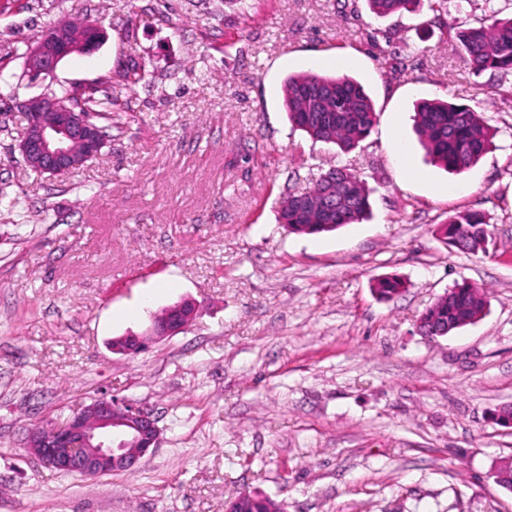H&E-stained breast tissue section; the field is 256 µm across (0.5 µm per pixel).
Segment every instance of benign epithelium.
Instances as JSON below:
<instances>
[{
    "label": "benign epithelium",
    "mask_w": 512,
    "mask_h": 512,
    "mask_svg": "<svg viewBox=\"0 0 512 512\" xmlns=\"http://www.w3.org/2000/svg\"><path fill=\"white\" fill-rule=\"evenodd\" d=\"M97 30L81 39L73 22L61 21L32 46L27 69L35 74L53 72L67 56L98 42ZM27 119L18 148L32 170L51 176L75 170L82 160H93L105 145L101 129L91 117L77 112L52 93L17 102ZM194 303L184 300L152 317L150 335L129 334L113 339L112 350L136 355L149 342L180 333L195 316ZM160 428L155 414L142 406L100 397L73 413L62 424L34 427L25 437L27 452L45 467L66 475L99 478L130 472L158 446Z\"/></svg>",
    "instance_id": "obj_1"
}]
</instances>
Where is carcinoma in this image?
<instances>
[{
  "mask_svg": "<svg viewBox=\"0 0 512 512\" xmlns=\"http://www.w3.org/2000/svg\"><path fill=\"white\" fill-rule=\"evenodd\" d=\"M379 16L410 11L420 0H367ZM457 39L463 60L475 74L512 73V17L494 19L489 24L460 31ZM60 97L77 112L95 120L112 119L115 100L106 95L62 93ZM284 103L290 122L315 142L332 143L349 152L365 140L377 119L373 103L363 85L343 75L331 76L307 71L288 76ZM414 131L427 154L437 165L461 173L488 151L495 136L482 114L465 104L439 99L416 104ZM319 178L307 192H290L280 209V222L293 233L318 234L356 223L370 212L369 192L357 175L336 167ZM446 245L467 253L486 251L487 222L483 215L466 211L444 226ZM404 283L396 277L378 280L375 291L386 300L401 293ZM488 306L486 294L469 283L450 289L448 304L436 310V324L448 333L458 330L466 318L482 314ZM244 512H280L272 499L251 493L245 498Z\"/></svg>",
  "mask_w": 512,
  "mask_h": 512,
  "instance_id": "1",
  "label": "carcinoma"
}]
</instances>
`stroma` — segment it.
I'll list each match as a JSON object with an SVG mask.
<instances>
[{"mask_svg": "<svg viewBox=\"0 0 512 512\" xmlns=\"http://www.w3.org/2000/svg\"><path fill=\"white\" fill-rule=\"evenodd\" d=\"M0 0V512H224L257 491L284 512H512V74H474L459 29L512 0ZM105 37L30 81L27 51L58 19ZM145 72L124 87L131 66ZM348 74L377 122L348 153L293 129L288 75ZM64 89L116 97L86 167L41 176L14 101ZM483 112L496 132L471 169L431 163L420 99ZM342 166L371 215L321 234L278 221L288 192ZM485 215L486 252L439 230ZM395 276L393 300L374 285ZM487 314L417 330L456 283ZM189 300L177 335L134 357L114 338ZM106 396L151 409L160 443L131 472L61 475L27 458L36 425ZM367 2L376 15L387 16L403 10L410 11L420 0H367Z\"/></svg>", "mask_w": 512, "mask_h": 512, "instance_id": "35a3bbf8", "label": "stroma"}]
</instances>
